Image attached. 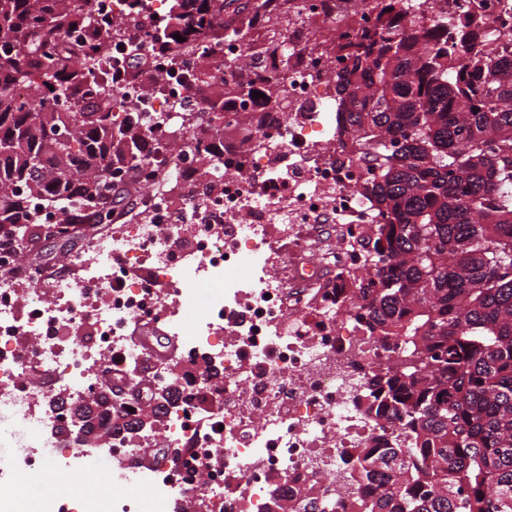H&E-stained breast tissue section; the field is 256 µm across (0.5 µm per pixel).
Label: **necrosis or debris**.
Returning <instances> with one entry per match:
<instances>
[{
    "label": "necrosis or debris",
    "mask_w": 512,
    "mask_h": 512,
    "mask_svg": "<svg viewBox=\"0 0 512 512\" xmlns=\"http://www.w3.org/2000/svg\"><path fill=\"white\" fill-rule=\"evenodd\" d=\"M447 6L481 17L494 45L512 41V0ZM323 18L337 39L372 21L354 0H295L289 24L304 35L289 38L287 60L225 41V56L248 57L252 73L285 71L287 97L269 107L288 118L253 127L249 145H225L216 191L179 206L147 193L137 223L93 240L69 272L38 276L26 299L22 259L0 257V419L20 424L16 467L58 477L36 512H170L178 497L201 499L206 512H276L275 495L315 481L320 496L349 502L356 449L392 439L359 408L390 348L367 340L332 288L294 283L289 269L316 253L335 270L359 268L363 257L348 243L377 221L355 190L358 169L336 160L332 75L344 62L334 43L318 48L305 35ZM189 87L177 72L156 91L130 84L121 94L138 111L167 112ZM331 222L336 242L326 248L320 228ZM141 266L149 276L133 277ZM202 289L210 305L197 315L189 303ZM147 317L166 319L183 361L222 369L224 382L198 374L183 384L163 441L182 449L181 465L158 466L149 491L131 499L123 476L82 473L83 450L52 440L69 411L37 409L26 377L52 375L71 400L93 399L108 363L141 362L127 336Z\"/></svg>",
    "instance_id": "4bbe7bcc"
}]
</instances>
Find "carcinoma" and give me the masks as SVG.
<instances>
[{"mask_svg": "<svg viewBox=\"0 0 512 512\" xmlns=\"http://www.w3.org/2000/svg\"><path fill=\"white\" fill-rule=\"evenodd\" d=\"M125 2L98 22L78 0H0V229L19 249L34 203L57 210L60 236L91 199L104 224L115 166L144 187L163 142L220 160L224 132L249 106L285 94L283 76L252 78L224 58L230 10L251 11L280 42L284 18L267 4L169 0L144 14L142 0ZM365 2L371 26L339 46L336 131L339 159L361 166L356 190L382 223L359 241L362 270L335 281L365 335L398 347L361 407L413 440L358 449L356 512H512V55L486 47L472 16L444 14L428 29L408 16L409 0ZM147 27L139 51L157 62L145 89L199 59L198 111L178 124L133 110L117 118V91L95 80L118 65L113 47ZM154 128L163 136L145 143ZM281 512L342 509L288 499Z\"/></svg>", "mask_w": 512, "mask_h": 512, "instance_id": "carcinoma-1", "label": "carcinoma"}]
</instances>
